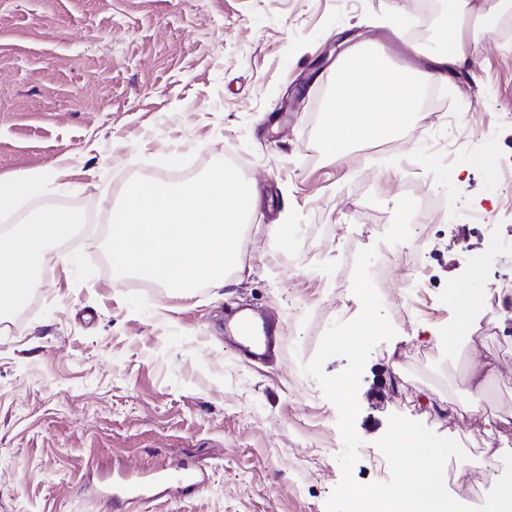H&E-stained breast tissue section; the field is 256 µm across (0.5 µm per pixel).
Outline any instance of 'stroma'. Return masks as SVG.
Segmentation results:
<instances>
[{"label":"stroma","mask_w":512,"mask_h":512,"mask_svg":"<svg viewBox=\"0 0 512 512\" xmlns=\"http://www.w3.org/2000/svg\"><path fill=\"white\" fill-rule=\"evenodd\" d=\"M470 0L469 63L428 87L415 120L333 161L322 151L324 103L345 31L388 46L390 67L439 50L443 0H0V176L64 168L62 187L0 216V236L50 209L86 216L37 261L27 305L0 321V512H325L340 483L338 410L303 373L324 331L362 305L346 253L376 247L375 287L397 331L362 372L353 468L384 482L377 447L400 414L465 452L498 448L512 481V8ZM218 159L258 188L227 284L174 292L115 275L103 243L128 181L179 183ZM433 197L409 241L380 236L409 187ZM481 212L472 229L450 213ZM284 225L275 234L271 225ZM460 289L479 299L455 352L438 340ZM269 312L281 359L265 365L224 346L225 311ZM496 371L481 415L464 413L468 375ZM200 467L194 496L164 491L110 502L112 476ZM457 501L493 488L478 468L449 469Z\"/></svg>","instance_id":"1"}]
</instances>
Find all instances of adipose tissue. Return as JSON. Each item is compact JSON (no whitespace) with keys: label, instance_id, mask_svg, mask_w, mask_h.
I'll list each match as a JSON object with an SVG mask.
<instances>
[{"label":"adipose tissue","instance_id":"1","mask_svg":"<svg viewBox=\"0 0 512 512\" xmlns=\"http://www.w3.org/2000/svg\"><path fill=\"white\" fill-rule=\"evenodd\" d=\"M469 14V0H446L439 35L441 49L428 55L422 68L379 70L373 54L358 45L340 57L336 83L325 105L324 148L331 158L340 159L351 148L398 131L413 119L425 87L446 81L450 73L467 63L471 31L465 20ZM61 174V168L54 167L0 179V207L56 183ZM82 221L78 212L54 210L0 241L1 318L26 304L36 286L33 263L46 258Z\"/></svg>","mask_w":512,"mask_h":512}]
</instances>
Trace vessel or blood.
<instances>
[{"label": "vessel or blood", "mask_w": 512, "mask_h": 512, "mask_svg": "<svg viewBox=\"0 0 512 512\" xmlns=\"http://www.w3.org/2000/svg\"><path fill=\"white\" fill-rule=\"evenodd\" d=\"M236 336L231 337V346L241 355L253 360L271 357L277 343V325L274 320L256 322L252 318L241 316L235 321ZM174 485L183 495L192 496L205 485V474L198 469H168L157 467L148 476L117 480L112 489L115 502H139L155 497L159 488Z\"/></svg>", "instance_id": "vessel-or-blood-1"}]
</instances>
